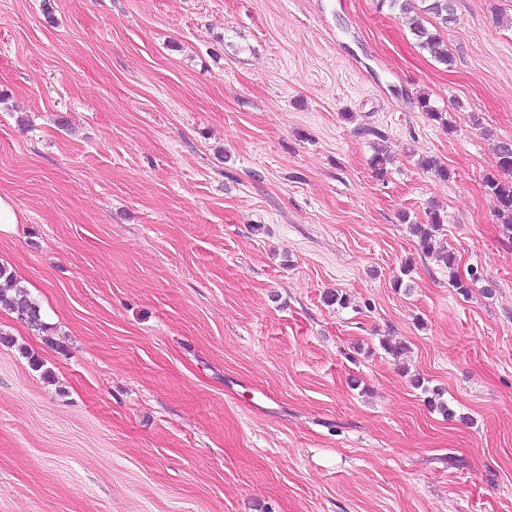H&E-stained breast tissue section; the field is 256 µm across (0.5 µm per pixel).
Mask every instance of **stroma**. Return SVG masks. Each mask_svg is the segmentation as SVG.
Segmentation results:
<instances>
[{
  "instance_id": "stroma-1",
  "label": "stroma",
  "mask_w": 512,
  "mask_h": 512,
  "mask_svg": "<svg viewBox=\"0 0 512 512\" xmlns=\"http://www.w3.org/2000/svg\"><path fill=\"white\" fill-rule=\"evenodd\" d=\"M427 27L452 64L378 0H0V265L49 326L0 309V512H512V0ZM497 173L485 180L488 193L494 199L498 215L505 219V229L512 234V140L496 144ZM441 224H443V220L441 219L440 214L437 213L436 210H432L429 212L428 224H413V230L418 234V236H420L421 244L425 249V252L427 254H435L436 258L443 262L450 272H452L449 279L450 286L455 288L459 295H469L472 285L475 284L480 277L477 275V271H474L472 268L470 269L469 278H462L455 271V265L457 263L455 254L448 251L444 245L439 244V246L436 247V235L434 233H437L441 229Z\"/></svg>"
}]
</instances>
